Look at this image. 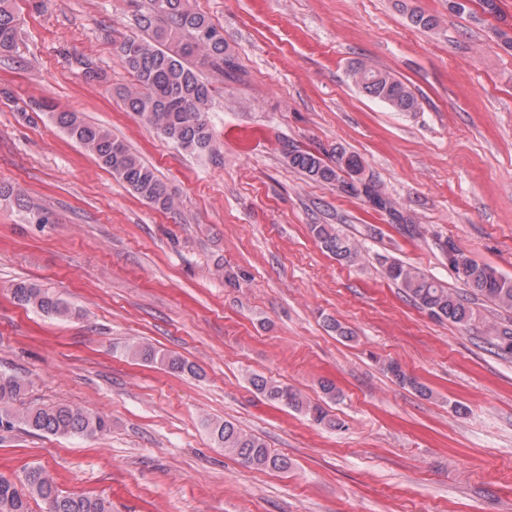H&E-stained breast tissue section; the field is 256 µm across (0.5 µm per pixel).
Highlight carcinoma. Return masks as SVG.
Wrapping results in <instances>:
<instances>
[{"label":"carcinoma","instance_id":"carcinoma-1","mask_svg":"<svg viewBox=\"0 0 512 512\" xmlns=\"http://www.w3.org/2000/svg\"><path fill=\"white\" fill-rule=\"evenodd\" d=\"M135 22L145 36L123 39L118 52L123 64L134 74L136 83L118 89L116 95L128 111L178 148L192 153L210 149L212 133L206 115L212 108V95L200 71L211 68L230 76L237 70L235 55L224 40L223 29L194 8L191 0H148L146 9L137 10ZM18 34L13 0H0V55L16 49ZM348 76L356 87L395 112L419 109L413 89L389 71L358 60L351 64ZM49 109L54 125L136 196L159 210L174 209V196L153 169L110 130L85 121L79 112L52 105ZM282 155L288 165L310 179L354 197L362 196L373 208L388 212L404 224L409 234L416 232L411 218L403 215L373 180L364 177L365 166L359 155L338 147L336 165L331 166L319 155L288 141L283 143ZM309 228L322 248L338 262L352 266L363 259L359 243L335 225L311 224ZM448 263L475 298L482 297L500 308L512 310V279L455 247L448 249ZM384 273L415 307L433 318L465 330L475 329L477 323L483 321L480 312L470 307L462 295L415 267L387 259ZM12 294L18 305L46 316L63 320L77 315L63 300L27 282L15 283ZM484 336L499 353L512 355V327L487 324ZM123 355L158 363L173 372H194L193 365L185 359L167 355L147 343L127 344ZM383 371L399 385L421 396H430L427 387L409 376L398 363H384ZM250 384L267 400L286 405L317 424L332 430L343 428L321 403L311 401L288 385L259 374L250 377ZM25 388V380L14 374L0 373V431L22 427L61 437H88L103 435L109 430L105 416L81 407L68 404L18 406ZM209 428L224 453L247 468L279 470L288 466L284 458L269 450L264 440L231 421L216 420ZM31 499L42 501L45 512H112L111 502L103 497L63 493L38 466L27 469L19 486L0 476V512H29Z\"/></svg>","mask_w":512,"mask_h":512}]
</instances>
